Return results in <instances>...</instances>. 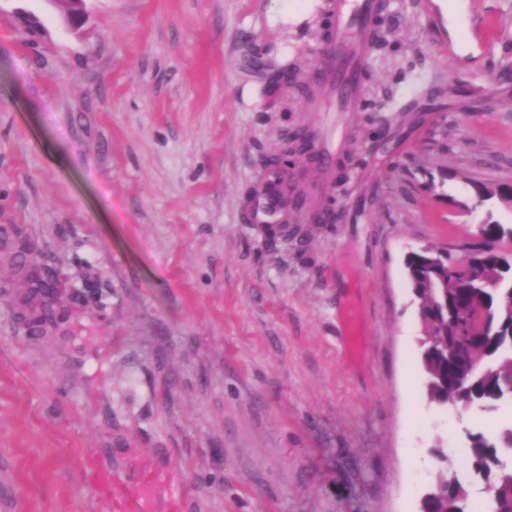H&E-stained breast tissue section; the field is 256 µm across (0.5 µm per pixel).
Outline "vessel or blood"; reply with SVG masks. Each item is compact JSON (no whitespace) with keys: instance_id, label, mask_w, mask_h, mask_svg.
<instances>
[{"instance_id":"1","label":"vessel or blood","mask_w":512,"mask_h":512,"mask_svg":"<svg viewBox=\"0 0 512 512\" xmlns=\"http://www.w3.org/2000/svg\"><path fill=\"white\" fill-rule=\"evenodd\" d=\"M386 10V0H333L334 34L316 48L315 72L331 96L324 112L308 125L305 134L313 147L312 162L324 176H334L338 164L339 139L349 124L361 91L357 76L371 50L373 23ZM288 203L275 191L256 197L250 220L265 223L269 214L287 211ZM85 480L113 512H155L164 480L159 472L144 470L128 478L102 458H91Z\"/></svg>"}]
</instances>
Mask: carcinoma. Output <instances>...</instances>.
Segmentation results:
<instances>
[{
  "mask_svg": "<svg viewBox=\"0 0 512 512\" xmlns=\"http://www.w3.org/2000/svg\"><path fill=\"white\" fill-rule=\"evenodd\" d=\"M479 205L487 209L481 225L483 241L469 245L463 264L453 270L434 250L413 253L405 263L410 286L419 300L420 315L433 324L435 350L422 352L431 399L445 405L457 401L482 402L492 411L512 403V250L497 253L486 241L512 242V225L494 219L501 200L475 185ZM467 466L490 486L487 512H512V471L499 466L503 450L512 453V426L498 440L468 433ZM428 501L429 512H470L469 492L459 480L438 474Z\"/></svg>",
  "mask_w": 512,
  "mask_h": 512,
  "instance_id": "carcinoma-1",
  "label": "carcinoma"
}]
</instances>
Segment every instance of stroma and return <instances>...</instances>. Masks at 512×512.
<instances>
[{"label": "stroma", "instance_id": "1", "mask_svg": "<svg viewBox=\"0 0 512 512\" xmlns=\"http://www.w3.org/2000/svg\"><path fill=\"white\" fill-rule=\"evenodd\" d=\"M328 0H0V498L111 512L101 455L171 473L184 512H421L466 430L419 355L407 252L461 245L512 183V0H389L345 183L298 164L333 224L269 246L248 218L283 130L314 121ZM303 59L297 82L283 84ZM64 318L28 325L30 272ZM362 312L351 340L342 316Z\"/></svg>", "mask_w": 512, "mask_h": 512}]
</instances>
